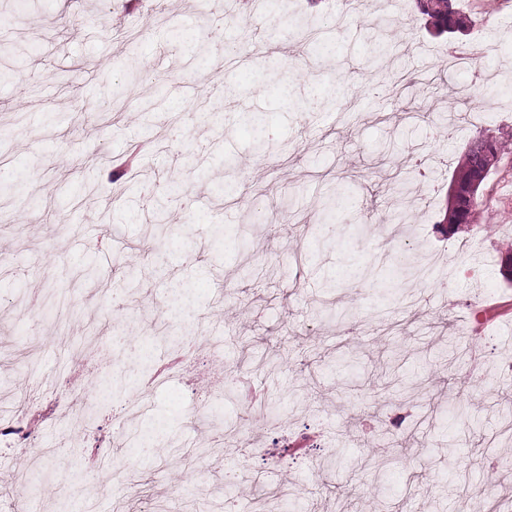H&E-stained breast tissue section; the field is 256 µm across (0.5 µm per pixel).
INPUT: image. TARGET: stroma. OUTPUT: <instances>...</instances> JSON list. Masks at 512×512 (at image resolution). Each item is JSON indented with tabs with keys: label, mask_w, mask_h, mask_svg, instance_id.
<instances>
[{
	"label": "stroma",
	"mask_w": 512,
	"mask_h": 512,
	"mask_svg": "<svg viewBox=\"0 0 512 512\" xmlns=\"http://www.w3.org/2000/svg\"><path fill=\"white\" fill-rule=\"evenodd\" d=\"M469 18L463 31L435 35L415 0H366L348 11L342 0H266L259 18L240 15L233 0H0V170L21 186L0 195V409L33 392L67 390L71 373L96 368L88 400L137 405L139 433L111 448L107 463L129 486L148 484L154 501L184 489L185 512H224V473L242 470L253 485L293 488L300 512H477L473 487L490 482L512 501V440L493 452L457 446L465 418L492 431L512 413V387L496 363L478 383L465 382L468 359L450 364L448 341L474 355L512 354V284L499 257L512 242V154L485 181L474 224L445 237L443 217L453 170L479 132L512 133V0H457ZM317 23L320 46L303 34L282 40L292 15ZM100 24L89 23V16ZM218 29L238 47L230 58L167 53L169 42ZM386 50L374 56L376 41ZM484 43L494 80L471 84L442 57L453 46ZM298 107L284 111L277 89L254 74L271 58ZM155 103L141 116L118 111L114 91ZM246 112L264 114L267 154L253 149ZM191 114L185 141L168 126ZM144 149L122 186L105 161L120 163L131 144ZM237 164L235 186L217 195L225 159ZM411 173L405 193L399 177ZM344 192L340 222L363 225L361 237L323 238L321 203ZM191 225L194 244L146 240L156 196ZM121 226L111 240L108 230ZM411 238L418 251L443 253L422 279L386 257ZM470 241L463 257L450 241ZM66 252L56 256L54 242ZM389 270L392 288L349 280L354 266ZM99 271L85 276L86 267ZM195 300L191 318L203 351L222 355L247 385L275 404L271 413L226 395L209 398L229 425L250 413L251 448H209L216 429L192 421L183 383L153 394L132 376L115 374L100 356L113 334L164 364L153 340L156 307L172 282ZM340 304L350 319H323ZM41 320L25 315L28 305ZM252 337L242 361L238 337ZM320 424L314 446L335 457L270 473L261 453L286 446L288 425ZM54 449L41 469L65 471L38 495L17 492L28 458L0 448V512H55L61 495L75 512H141L139 495L101 496L80 476L92 453L80 434L38 430Z\"/></svg>",
	"instance_id": "35a3bbf8"
}]
</instances>
